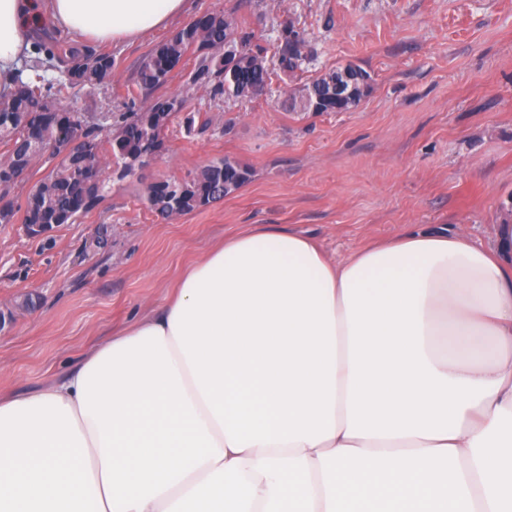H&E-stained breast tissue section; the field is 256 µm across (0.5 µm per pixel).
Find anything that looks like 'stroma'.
Masks as SVG:
<instances>
[{
	"instance_id": "stroma-1",
	"label": "stroma",
	"mask_w": 512,
	"mask_h": 512,
	"mask_svg": "<svg viewBox=\"0 0 512 512\" xmlns=\"http://www.w3.org/2000/svg\"><path fill=\"white\" fill-rule=\"evenodd\" d=\"M212 10L234 14L270 44L292 21L309 53L303 80L353 63L372 77L367 94L349 111L319 114L284 110L277 81L255 99L211 100L184 63L164 93L187 97L217 122L190 136L170 125L148 177L180 176L227 155L249 180L173 220L145 209L124 181L50 233L0 224V304L36 300L0 332V394L60 379L169 297L226 233L251 224L304 232L339 259L421 227L491 240L512 201V0H191V16ZM170 36L101 45L114 59L111 75L69 105L119 111L142 59Z\"/></svg>"
}]
</instances>
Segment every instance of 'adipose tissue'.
<instances>
[{"label":"adipose tissue","mask_w":512,"mask_h":512,"mask_svg":"<svg viewBox=\"0 0 512 512\" xmlns=\"http://www.w3.org/2000/svg\"><path fill=\"white\" fill-rule=\"evenodd\" d=\"M189 0H0V99ZM0 512H512V222L329 258L254 224L56 384L0 399Z\"/></svg>","instance_id":"1"}]
</instances>
